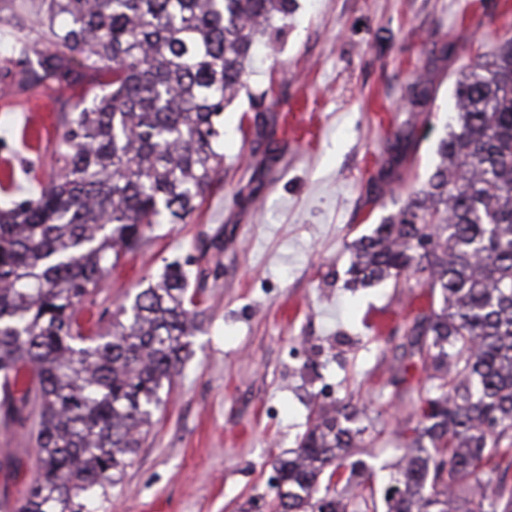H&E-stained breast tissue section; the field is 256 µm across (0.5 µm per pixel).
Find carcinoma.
I'll return each mask as SVG.
<instances>
[{
  "label": "carcinoma",
  "mask_w": 512,
  "mask_h": 512,
  "mask_svg": "<svg viewBox=\"0 0 512 512\" xmlns=\"http://www.w3.org/2000/svg\"><path fill=\"white\" fill-rule=\"evenodd\" d=\"M43 2L46 50L32 60L20 34L15 62L31 87L90 103L60 113L50 184L0 208V414L37 419L43 470L19 512H87L142 447L199 312L177 261L118 314L80 307L112 259L211 192L224 109L295 0ZM454 99L427 183L347 245L353 285L430 297L393 331L391 384L427 373L417 424L377 484L359 408L320 411L274 460L267 512H512V481L484 479L512 457V35L459 72Z\"/></svg>",
  "instance_id": "carcinoma-1"
}]
</instances>
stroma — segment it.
I'll return each mask as SVG.
<instances>
[{"instance_id": "35a3bbf8", "label": "stroma", "mask_w": 512, "mask_h": 512, "mask_svg": "<svg viewBox=\"0 0 512 512\" xmlns=\"http://www.w3.org/2000/svg\"><path fill=\"white\" fill-rule=\"evenodd\" d=\"M33 0H0V97L24 93L12 26ZM285 35L224 111L217 186L183 224H159L121 254L87 315L116 310L179 261L201 326L142 447L91 512H238L271 497L276 455L319 409L364 406L377 465L416 423L395 389L391 340L417 301L383 283L350 288L346 245L391 213V190L422 185L454 107L460 68L512 30V0H296ZM424 94L412 97L411 84ZM25 115L0 110V160L37 196L55 174L57 117L31 149ZM414 138L395 141L399 129ZM40 474L25 430L0 423V512Z\"/></svg>"}]
</instances>
